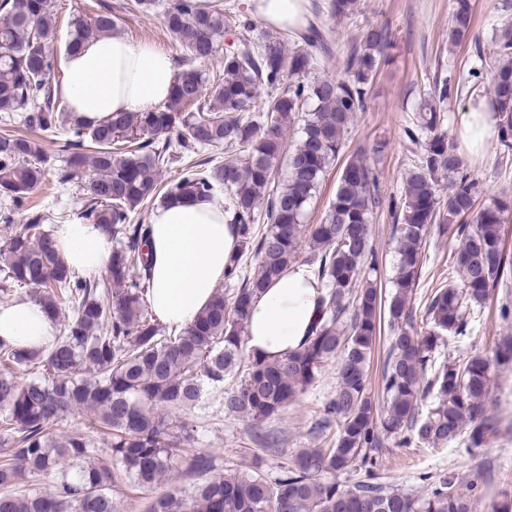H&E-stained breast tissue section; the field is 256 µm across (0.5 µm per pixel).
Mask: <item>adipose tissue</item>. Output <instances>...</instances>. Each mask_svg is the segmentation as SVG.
<instances>
[{
    "mask_svg": "<svg viewBox=\"0 0 512 512\" xmlns=\"http://www.w3.org/2000/svg\"><path fill=\"white\" fill-rule=\"evenodd\" d=\"M174 78V64L163 49L112 36L90 40L81 53L67 56L59 89L79 119L97 123L115 112H147L161 105ZM151 225L147 302L162 323L180 329L210 304L239 249L237 237L220 196L172 200L152 214ZM53 239L78 272L98 274L110 261L109 236L89 221L55 225ZM321 293L308 266L289 267L251 305L249 351L275 359L299 349ZM53 334L54 325L37 302L0 306V337L15 345L41 347Z\"/></svg>",
    "mask_w": 512,
    "mask_h": 512,
    "instance_id": "1",
    "label": "adipose tissue"
}]
</instances>
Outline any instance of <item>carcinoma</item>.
<instances>
[{
    "instance_id": "1",
    "label": "carcinoma",
    "mask_w": 512,
    "mask_h": 512,
    "mask_svg": "<svg viewBox=\"0 0 512 512\" xmlns=\"http://www.w3.org/2000/svg\"><path fill=\"white\" fill-rule=\"evenodd\" d=\"M52 4L0 0V112L25 111L24 122L36 134L57 130L59 119L55 87L61 72L50 54L57 28ZM134 4L144 13L162 7L163 22L182 49L171 96L152 111L119 112L94 126L68 116L60 145L65 166L57 173L58 182L69 183L87 169L95 171L82 184L88 202L83 217L102 225L115 242L105 279L70 268L38 212L0 253L3 291L32 289L55 322L71 309L63 332L46 347L19 348L0 338V512H118L117 465L153 493L147 512H470L467 493L491 477L487 465L464 486L454 474H443L417 497L379 482L377 474L391 439L444 445L464 437L468 447L479 448L498 428L485 401L492 365L512 361V341H503L491 356L435 364L445 335L465 331L468 306L484 303L512 276V259L502 245L508 206L493 201L476 208L480 183L464 169L459 145L442 130L439 104L459 84L450 78L435 84L405 129L421 152L398 206L394 291L385 296L373 278L379 258L369 232L383 198L378 175L365 160L344 164L320 223L303 219L354 116L367 107L373 79L388 57V28L366 27L346 55L343 76L327 78L316 69L332 49L333 30L321 17L351 16L357 0L311 4L313 18L292 31L291 43L264 33L253 38L254 20L204 0ZM95 7L90 19H73L66 52L111 33L112 4L98 0ZM232 21L248 36L224 49L222 69L210 74L203 66L215 58ZM471 35L470 2L457 0L448 42ZM496 53L488 105L497 117V142L512 151L511 19L500 29ZM298 113L300 135L279 187L276 161L284 151V130ZM216 145L238 154L222 162L188 163L175 182L162 186L173 150ZM46 167L38 140L3 126L0 193L15 207L28 204ZM442 179L448 180L444 199L438 194ZM221 189L239 243L224 282L236 289L230 298L217 289L190 324L167 336L147 306L151 225L133 224L131 216L141 207L210 197ZM435 223L459 238L452 266L460 284L435 287L427 295L431 328L420 335L412 297L422 246ZM249 252L258 259L252 276L243 271ZM299 258L323 289L317 315L297 351L283 359L259 358L247 349L250 305ZM384 321L394 336L382 373L387 406L379 412L366 372ZM332 360L336 394L317 422L324 429L336 426L332 447L298 449L280 462L273 479L258 470L220 474L209 451L185 449L194 429L179 413L197 406L207 388L220 393L226 415L250 421L259 443L276 448L279 436L263 424ZM31 363L43 367L41 376L18 380L15 369ZM241 365L245 375L224 387L225 377ZM433 391L437 402L418 417V400ZM79 410L110 435L111 460L90 459L88 434H56L54 426ZM351 471L360 474L353 484L336 480ZM27 475L53 481L13 492Z\"/></svg>"
}]
</instances>
